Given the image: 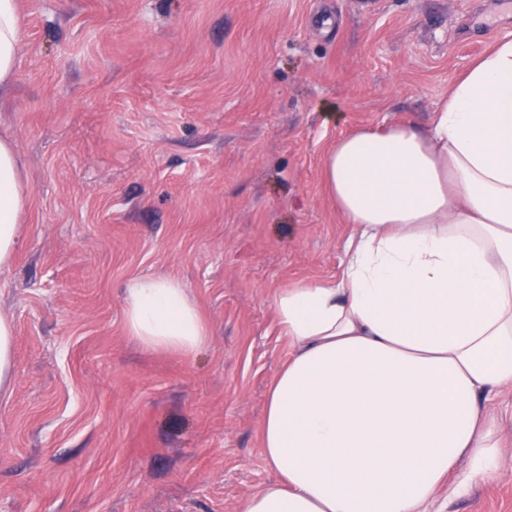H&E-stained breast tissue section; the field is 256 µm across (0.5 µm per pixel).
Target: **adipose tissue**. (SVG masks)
<instances>
[{
	"instance_id": "ef3b65f1",
	"label": "adipose tissue",
	"mask_w": 512,
	"mask_h": 512,
	"mask_svg": "<svg viewBox=\"0 0 512 512\" xmlns=\"http://www.w3.org/2000/svg\"><path fill=\"white\" fill-rule=\"evenodd\" d=\"M20 40L19 0H0V87ZM324 175L355 232L338 280L274 298L292 348L260 429L274 478L238 512H428L503 460L486 403L512 389V36L453 84L427 130H351ZM28 205L0 136V269ZM124 305L148 349L189 356L208 342L176 280L132 278Z\"/></svg>"
}]
</instances>
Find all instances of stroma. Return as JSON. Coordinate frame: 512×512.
Segmentation results:
<instances>
[{
  "instance_id": "35a3bbf8",
  "label": "stroma",
  "mask_w": 512,
  "mask_h": 512,
  "mask_svg": "<svg viewBox=\"0 0 512 512\" xmlns=\"http://www.w3.org/2000/svg\"><path fill=\"white\" fill-rule=\"evenodd\" d=\"M0 89L31 205L0 317V512H237L291 355L273 299L338 278L354 225L324 157L355 128H426L512 32V0H20ZM187 288L191 356L125 326L127 282ZM495 476L447 512H512ZM13 335L12 323L0 318V388L9 381L13 373Z\"/></svg>"
}]
</instances>
